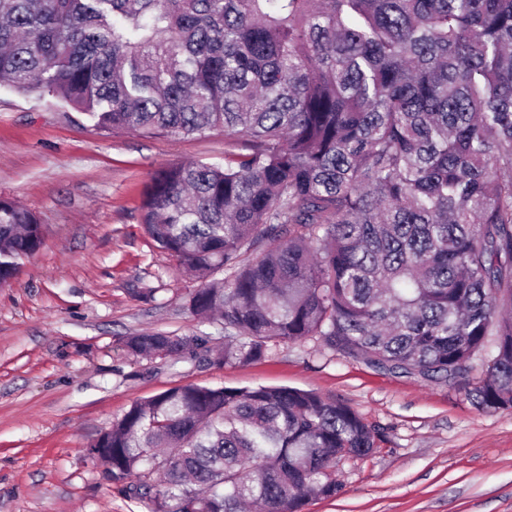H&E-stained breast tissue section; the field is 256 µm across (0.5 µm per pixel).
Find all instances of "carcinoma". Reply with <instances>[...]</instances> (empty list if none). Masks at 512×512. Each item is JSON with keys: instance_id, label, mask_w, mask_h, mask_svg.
Listing matches in <instances>:
<instances>
[{"instance_id": "1", "label": "carcinoma", "mask_w": 512, "mask_h": 512, "mask_svg": "<svg viewBox=\"0 0 512 512\" xmlns=\"http://www.w3.org/2000/svg\"><path fill=\"white\" fill-rule=\"evenodd\" d=\"M2 82L103 132L241 145L161 168L141 204L224 346L146 334L130 355L246 364L314 338L512 410V0H0ZM44 235L0 198L1 286ZM383 439L313 391L187 385L86 456L148 512H303Z\"/></svg>"}]
</instances>
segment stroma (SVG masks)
I'll return each mask as SVG.
<instances>
[{
	"mask_svg": "<svg viewBox=\"0 0 512 512\" xmlns=\"http://www.w3.org/2000/svg\"><path fill=\"white\" fill-rule=\"evenodd\" d=\"M223 132L106 134L71 106L0 87V197L45 226L0 286V512H147L85 447L137 401L184 386L291 387L343 402L385 437L336 465L342 491L303 512H512V410L482 412L446 383L377 371L314 341L224 366L136 358L126 337L204 334L200 286L145 233L141 192L160 167L220 163Z\"/></svg>",
	"mask_w": 512,
	"mask_h": 512,
	"instance_id": "obj_1",
	"label": "stroma"
}]
</instances>
